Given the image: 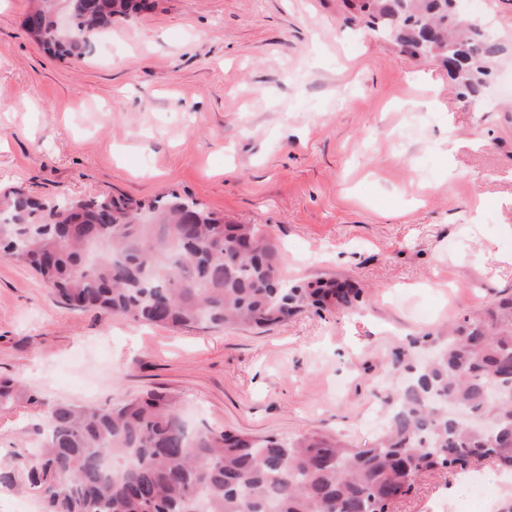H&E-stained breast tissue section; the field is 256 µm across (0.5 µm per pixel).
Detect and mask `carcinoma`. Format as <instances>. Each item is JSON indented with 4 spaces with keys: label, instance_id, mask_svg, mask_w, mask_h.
<instances>
[{
    "label": "carcinoma",
    "instance_id": "1",
    "mask_svg": "<svg viewBox=\"0 0 512 512\" xmlns=\"http://www.w3.org/2000/svg\"><path fill=\"white\" fill-rule=\"evenodd\" d=\"M152 0H37L23 20L43 49L80 58L115 16ZM66 10L71 27L57 26ZM366 26L390 40L430 42L431 58L456 56L460 94L481 96L503 51L453 0H370ZM0 254L30 267L67 306L103 309L172 328L248 326L288 320L305 308L351 310L361 291L318 281L289 285L278 244L257 224H228L170 194L145 204L109 196L39 202L0 197ZM435 354L392 369L397 387L387 430L367 447L302 435L262 439L211 427L191 430L181 400L152 392L109 407L57 403L47 435L20 462L45 512H389L425 471L490 452L512 470V297L432 337ZM20 396L0 379V408ZM488 416L487 429L448 419V404Z\"/></svg>",
    "mask_w": 512,
    "mask_h": 512
}]
</instances>
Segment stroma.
I'll list each match as a JSON object with an SVG mask.
<instances>
[{
    "mask_svg": "<svg viewBox=\"0 0 512 512\" xmlns=\"http://www.w3.org/2000/svg\"><path fill=\"white\" fill-rule=\"evenodd\" d=\"M31 0H0V195L41 201L175 193L261 224L292 283L338 279L355 311L271 329H170L68 308L0 257V512H40L19 462L50 406L178 394L194 423L282 439L372 443L367 424L413 337L512 294V111H468L447 70L351 21L342 0H154L82 58L43 50ZM506 49L512 0H463ZM492 496L478 500L473 486ZM512 474L486 463L418 476L391 512H501Z\"/></svg>",
    "mask_w": 512,
    "mask_h": 512,
    "instance_id": "35a3bbf8",
    "label": "stroma"
}]
</instances>
